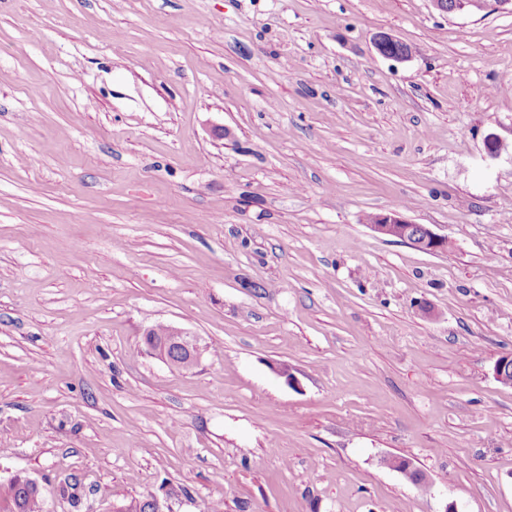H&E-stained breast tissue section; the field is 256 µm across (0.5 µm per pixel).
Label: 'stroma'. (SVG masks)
I'll use <instances>...</instances> for the list:
<instances>
[{"label":"stroma","mask_w":512,"mask_h":512,"mask_svg":"<svg viewBox=\"0 0 512 512\" xmlns=\"http://www.w3.org/2000/svg\"><path fill=\"white\" fill-rule=\"evenodd\" d=\"M510 75L507 11L0 0V485L46 512H512ZM391 210L447 251L365 221ZM159 324L197 367L148 352ZM167 336H155V328L149 329L144 342L149 352L162 360L171 368L185 370L192 364H199L207 346L201 344L199 336L174 325H164ZM179 337L182 346L179 350H172L170 339ZM36 484L38 482L29 479ZM1 512H44L45 498L40 487L30 486L27 481L15 479V483L4 487L0 492Z\"/></svg>","instance_id":"stroma-1"}]
</instances>
